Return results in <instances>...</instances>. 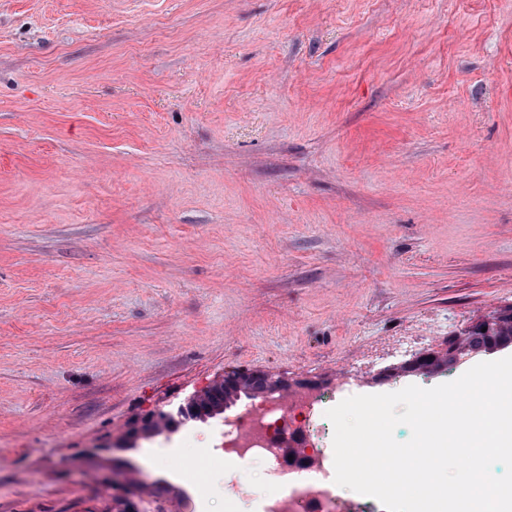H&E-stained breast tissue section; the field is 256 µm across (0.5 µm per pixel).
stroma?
Here are the masks:
<instances>
[{"mask_svg": "<svg viewBox=\"0 0 512 512\" xmlns=\"http://www.w3.org/2000/svg\"><path fill=\"white\" fill-rule=\"evenodd\" d=\"M512 306V0H0V512H108L238 369L374 393Z\"/></svg>", "mask_w": 512, "mask_h": 512, "instance_id": "obj_1", "label": "stroma"}]
</instances>
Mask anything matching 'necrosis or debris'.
<instances>
[{"label":"necrosis or debris","instance_id":"4bbe7bcc","mask_svg":"<svg viewBox=\"0 0 512 512\" xmlns=\"http://www.w3.org/2000/svg\"><path fill=\"white\" fill-rule=\"evenodd\" d=\"M356 392L350 381L322 389L262 394L225 411L208 454L212 474L224 481V500H247L238 466L257 463L288 485L262 494L255 512H384L382 505L334 482L333 425L325 412Z\"/></svg>","mask_w":512,"mask_h":512}]
</instances>
